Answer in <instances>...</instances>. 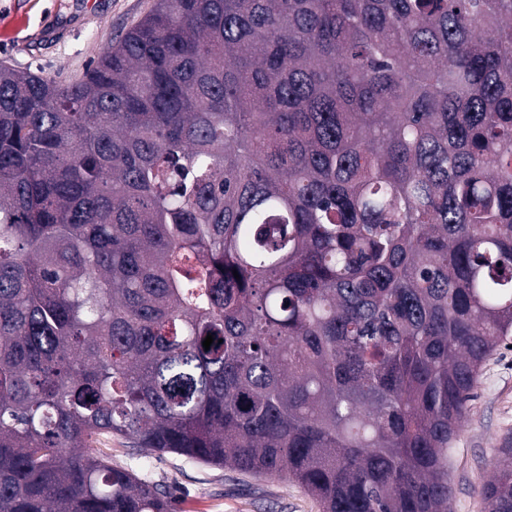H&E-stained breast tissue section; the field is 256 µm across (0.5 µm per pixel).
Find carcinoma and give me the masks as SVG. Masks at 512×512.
Masks as SVG:
<instances>
[{"instance_id": "carcinoma-1", "label": "carcinoma", "mask_w": 512, "mask_h": 512, "mask_svg": "<svg viewBox=\"0 0 512 512\" xmlns=\"http://www.w3.org/2000/svg\"><path fill=\"white\" fill-rule=\"evenodd\" d=\"M511 339L512 0H155L77 81L0 64V512H176L104 433L448 512Z\"/></svg>"}]
</instances>
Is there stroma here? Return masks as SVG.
<instances>
[{"label":"stroma","mask_w":512,"mask_h":512,"mask_svg":"<svg viewBox=\"0 0 512 512\" xmlns=\"http://www.w3.org/2000/svg\"><path fill=\"white\" fill-rule=\"evenodd\" d=\"M154 0H0V63L60 80L82 76L91 61ZM512 438V350L486 361L468 419L448 450L451 512H484L478 490L492 475L495 452ZM94 453L113 466L163 482L180 512H320L299 485L252 477L173 454L133 455L125 439L103 435Z\"/></svg>","instance_id":"obj_1"}]
</instances>
